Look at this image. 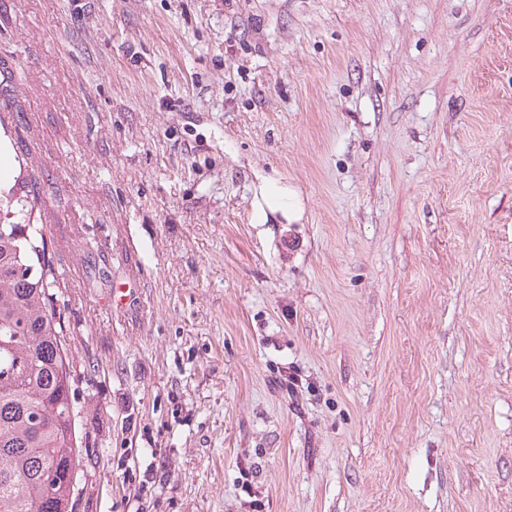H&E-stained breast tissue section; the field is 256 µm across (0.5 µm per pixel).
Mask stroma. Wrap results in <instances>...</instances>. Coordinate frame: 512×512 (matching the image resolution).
I'll return each instance as SVG.
<instances>
[{
	"label": "stroma",
	"instance_id": "stroma-1",
	"mask_svg": "<svg viewBox=\"0 0 512 512\" xmlns=\"http://www.w3.org/2000/svg\"><path fill=\"white\" fill-rule=\"evenodd\" d=\"M0 58L76 512H512V0H0ZM302 208L296 192L277 179H263L255 217L259 224H291L301 218ZM279 220L280 223H275ZM274 222V223H271Z\"/></svg>",
	"mask_w": 512,
	"mask_h": 512
}]
</instances>
